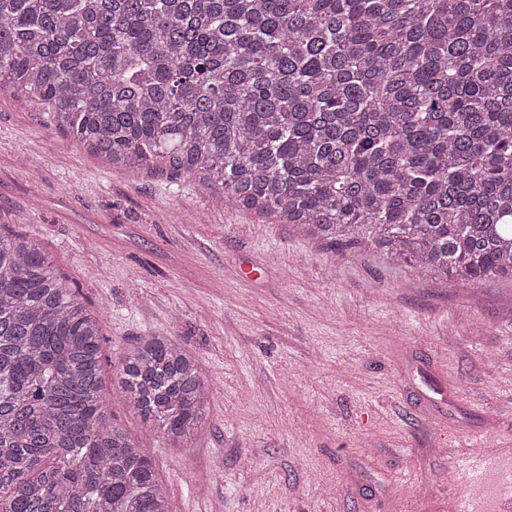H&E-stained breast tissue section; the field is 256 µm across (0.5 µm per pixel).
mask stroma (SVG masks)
Wrapping results in <instances>:
<instances>
[{
    "instance_id": "stroma-1",
    "label": "stroma",
    "mask_w": 512,
    "mask_h": 512,
    "mask_svg": "<svg viewBox=\"0 0 512 512\" xmlns=\"http://www.w3.org/2000/svg\"><path fill=\"white\" fill-rule=\"evenodd\" d=\"M0 224L41 242L102 319L199 361L209 409L174 442L118 397L171 512H454L453 456L512 452V280L331 247L223 193L105 166L0 91Z\"/></svg>"
}]
</instances>
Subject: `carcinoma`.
<instances>
[{
    "label": "carcinoma",
    "mask_w": 512,
    "mask_h": 512,
    "mask_svg": "<svg viewBox=\"0 0 512 512\" xmlns=\"http://www.w3.org/2000/svg\"><path fill=\"white\" fill-rule=\"evenodd\" d=\"M0 91L89 152L421 270L512 279V0H0ZM101 317L0 232V512H170L109 415ZM112 388L169 439L209 403L170 336Z\"/></svg>",
    "instance_id": "obj_1"
}]
</instances>
